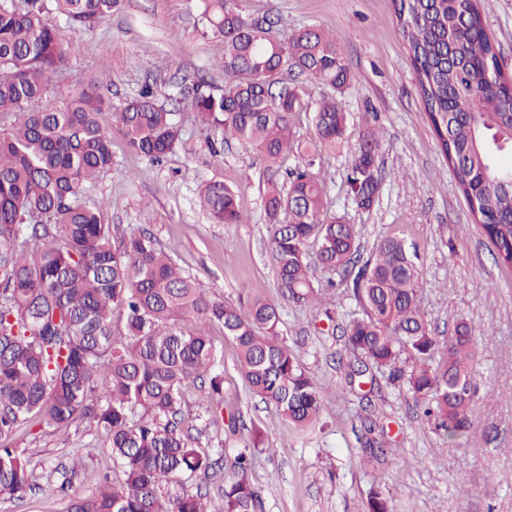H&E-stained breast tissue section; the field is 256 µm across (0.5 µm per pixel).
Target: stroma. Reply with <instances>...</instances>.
<instances>
[{
    "label": "stroma",
    "mask_w": 512,
    "mask_h": 512,
    "mask_svg": "<svg viewBox=\"0 0 512 512\" xmlns=\"http://www.w3.org/2000/svg\"><path fill=\"white\" fill-rule=\"evenodd\" d=\"M241 8L281 20L288 30L313 26L335 36L354 75L348 89L335 92L296 71L287 80L303 88L309 105L336 97L350 114L352 131L368 122L382 128V187L371 210L356 206L346 186L356 144L348 142L323 154L317 168L328 206L356 226L363 252L391 235L417 251L419 300L432 334L450 336L463 320L478 338L479 393L473 428L451 439L423 416L402 383L380 375L373 384L349 390L350 355L342 334L363 309L339 288L325 306L282 309L279 338L323 399L319 421L302 430L251 395L234 345L212 326L209 334L223 350L224 402L211 414L194 384L183 390L189 427L205 452L223 457L204 487L214 505H221L234 459L247 445L253 454L248 479L259 495L256 512H367L375 486L392 499L395 512H512V272L494 262L493 247L475 229L439 152L394 0H241ZM484 10L500 67L512 76V0H486ZM51 22L63 38L78 41L79 53L68 70L52 78L46 105H61L102 66L110 68L103 91L111 108L100 122L112 135L113 164L86 191L101 203L106 222L154 235L214 298L236 303L258 288L278 300L265 227V161L249 144L223 142L221 133L195 121L187 103L173 99L179 84H224L215 66L224 44L202 34L192 0H123L112 17L81 35L59 17ZM147 85L183 125L181 144L160 164L130 150L112 118ZM210 180L238 189L243 223L212 222L199 203L200 187ZM369 417L383 426L390 446L376 460L367 456L362 437L361 424ZM12 442L26 449L37 476L59 481L73 460L83 466L70 493H31L20 501L0 496V512H66L71 494L90 495L99 477L112 470L108 448L85 424L58 431L24 425Z\"/></svg>",
    "instance_id": "stroma-1"
}]
</instances>
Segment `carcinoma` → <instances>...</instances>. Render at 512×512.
<instances>
[{
  "label": "carcinoma",
  "mask_w": 512,
  "mask_h": 512,
  "mask_svg": "<svg viewBox=\"0 0 512 512\" xmlns=\"http://www.w3.org/2000/svg\"><path fill=\"white\" fill-rule=\"evenodd\" d=\"M77 33L92 30L122 0H52ZM46 0H0V495L20 500L40 485L22 448L8 440L19 425L66 428L87 422L100 430L120 478L104 476L68 512H213L207 495L164 493L163 485L215 471L216 461L183 434V387L208 381V403L224 400L223 354L209 336L215 324L237 347L249 391L295 426H313L319 390L278 338L285 305L320 300L311 260L351 290L364 316L350 321L344 346L354 355L348 379L388 372L424 406L426 417L455 438L473 426L475 336L464 321L445 341L430 335L420 310L418 269L402 237H385L361 256L354 225L332 213L314 172L322 154L349 139L348 113L335 98L312 112L315 140L292 134L308 110L304 92L284 79L298 69L338 91L354 80L324 31L279 32L278 22L250 18L227 0H203V33L224 42L218 67L224 88L185 90L197 120L252 144L280 168L292 154L288 186L275 174L265 191L266 230L280 302L254 293L245 302L215 300L190 280L151 234H117L86 185L112 170V140L99 115L110 107L103 82H88L65 104L46 109L50 79L75 52L48 23ZM425 112L444 161L454 171L474 225L495 263L512 269V170L499 154L512 150V93L487 79L499 65L485 33L478 0H395ZM133 151L161 163L181 128L173 112L146 89L113 113ZM379 134L359 135L348 186L360 206L374 205L380 180ZM199 202L216 224H240L236 192L208 181ZM124 322L116 336L113 319ZM438 364H433L435 354ZM238 478L224 487L223 512H255L258 494L247 480L250 448L237 456ZM367 512H393L388 496L371 489Z\"/></svg>",
  "instance_id": "cac0c4a2"
}]
</instances>
